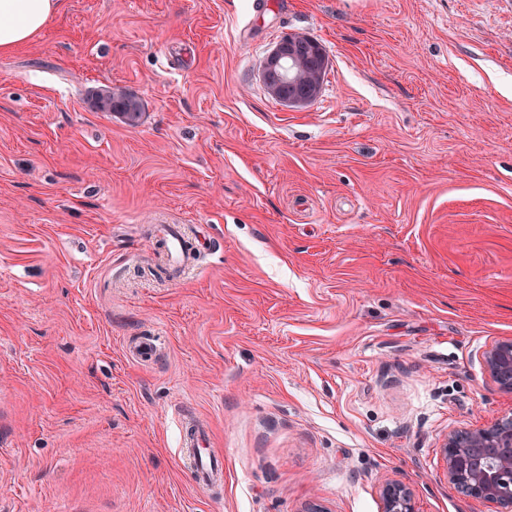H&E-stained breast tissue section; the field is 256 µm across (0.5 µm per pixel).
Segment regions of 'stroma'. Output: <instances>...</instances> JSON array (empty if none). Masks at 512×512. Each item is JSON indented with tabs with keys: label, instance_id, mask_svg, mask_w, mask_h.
Masks as SVG:
<instances>
[{
	"label": "stroma",
	"instance_id": "35a3bbf8",
	"mask_svg": "<svg viewBox=\"0 0 512 512\" xmlns=\"http://www.w3.org/2000/svg\"><path fill=\"white\" fill-rule=\"evenodd\" d=\"M253 2L63 0L0 55V512H382L381 475L487 512L440 448L512 412V0ZM294 33L329 71L288 108ZM157 224L191 267L156 275ZM322 49L324 56L321 60L309 53L299 54L296 58L290 60L293 55L304 52L305 49L296 44L291 35H285L267 55L261 70L262 81L269 87H279V84L285 80L282 74L284 62L290 60L289 63L287 61L286 65L287 81L279 89V92L284 95L298 93L308 97L313 96V99L307 103L303 96L290 95L282 98V103L289 107L313 103L322 92L328 70L327 53L323 46ZM288 80H290V83ZM267 86L266 88L270 93ZM95 105L100 112L121 114L129 125H136L142 112L139 100L120 90H112V88L101 89L96 97ZM482 358L491 381L500 391L512 393V337L493 342ZM183 429L185 434L180 453L191 462L198 487L211 489L223 477V460L206 448L209 436L203 428L186 426Z\"/></svg>",
	"mask_w": 512,
	"mask_h": 512
}]
</instances>
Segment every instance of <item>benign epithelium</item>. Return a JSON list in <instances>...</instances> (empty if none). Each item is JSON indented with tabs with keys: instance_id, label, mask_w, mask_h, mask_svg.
<instances>
[{
	"instance_id": "1",
	"label": "benign epithelium",
	"mask_w": 512,
	"mask_h": 512,
	"mask_svg": "<svg viewBox=\"0 0 512 512\" xmlns=\"http://www.w3.org/2000/svg\"><path fill=\"white\" fill-rule=\"evenodd\" d=\"M302 51L292 36L285 35L263 63L264 84L279 87L284 62ZM482 358L491 381L512 393V337L493 342ZM440 451L446 475L459 493L493 507V512H512V416L487 427L454 430ZM379 493L382 512H417L414 493L404 483L385 480Z\"/></svg>"
}]
</instances>
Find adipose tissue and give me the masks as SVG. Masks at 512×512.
Instances as JSON below:
<instances>
[{"label": "adipose tissue", "mask_w": 512, "mask_h": 512, "mask_svg": "<svg viewBox=\"0 0 512 512\" xmlns=\"http://www.w3.org/2000/svg\"><path fill=\"white\" fill-rule=\"evenodd\" d=\"M61 7V0H0V53L32 43Z\"/></svg>", "instance_id": "obj_1"}]
</instances>
